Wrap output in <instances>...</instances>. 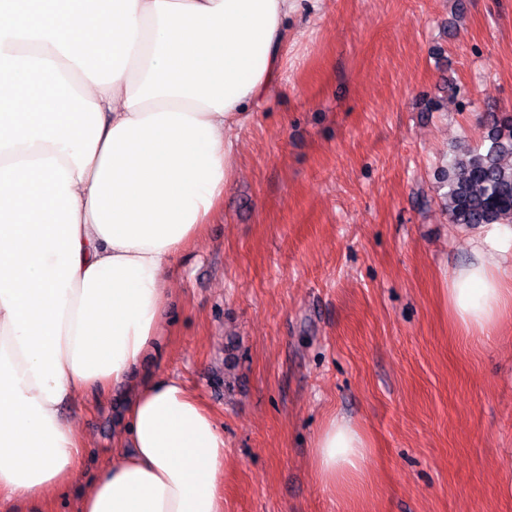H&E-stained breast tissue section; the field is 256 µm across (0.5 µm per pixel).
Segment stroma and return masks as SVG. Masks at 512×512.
I'll list each match as a JSON object with an SVG mask.
<instances>
[{
    "label": "stroma",
    "mask_w": 512,
    "mask_h": 512,
    "mask_svg": "<svg viewBox=\"0 0 512 512\" xmlns=\"http://www.w3.org/2000/svg\"><path fill=\"white\" fill-rule=\"evenodd\" d=\"M488 109L512 113V0H299L157 349L65 410L85 472L152 373L223 431L224 512H512V315L464 340L441 296L474 232L450 223L440 172ZM334 414L370 444L348 492L311 465Z\"/></svg>",
    "instance_id": "obj_1"
}]
</instances>
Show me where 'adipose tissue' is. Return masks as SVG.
I'll list each match as a JSON object with an SVG mask.
<instances>
[{"label":"adipose tissue","mask_w":512,"mask_h":512,"mask_svg":"<svg viewBox=\"0 0 512 512\" xmlns=\"http://www.w3.org/2000/svg\"><path fill=\"white\" fill-rule=\"evenodd\" d=\"M297 0H0V499L43 512H223L224 434L179 379L128 403L91 479L64 408L105 394L162 335L177 258L233 177V127L279 86ZM446 279L464 336L512 310V225L486 224ZM368 440L316 434L327 487L356 483Z\"/></svg>","instance_id":"adipose-tissue-1"}]
</instances>
